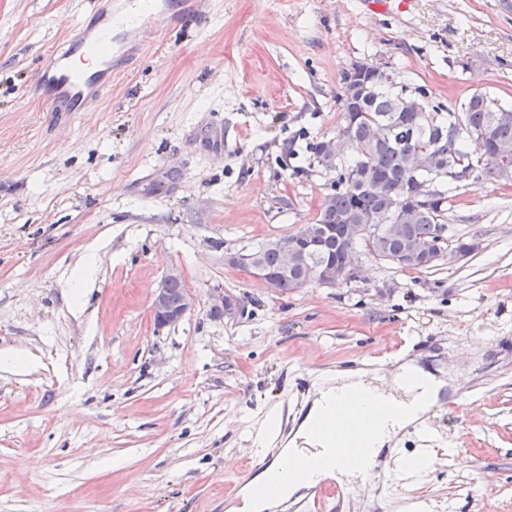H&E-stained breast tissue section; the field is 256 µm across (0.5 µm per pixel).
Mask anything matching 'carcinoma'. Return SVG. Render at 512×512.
I'll list each match as a JSON object with an SVG mask.
<instances>
[{
    "mask_svg": "<svg viewBox=\"0 0 512 512\" xmlns=\"http://www.w3.org/2000/svg\"><path fill=\"white\" fill-rule=\"evenodd\" d=\"M363 82L365 94H354L353 81L343 78L338 134L353 147L336 164V180L315 222L295 234L302 240V262L329 263L348 276L365 249L400 268L430 269L435 266L432 255L441 248L439 232L448 223V180L470 176L512 184V104L476 92L456 112L430 100L436 125L424 127L398 100L408 85L395 87L375 71L366 73ZM409 152L436 157L438 169L409 173ZM401 181L428 197L407 223L394 219L387 199L389 189ZM352 224H370L373 230L353 238L348 232ZM283 240L270 238L247 250L252 263L246 269L257 265L279 274L278 291L287 292L298 288L305 268L279 273Z\"/></svg>",
    "mask_w": 512,
    "mask_h": 512,
    "instance_id": "cac0c4a2",
    "label": "carcinoma"
}]
</instances>
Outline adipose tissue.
<instances>
[{
    "mask_svg": "<svg viewBox=\"0 0 512 512\" xmlns=\"http://www.w3.org/2000/svg\"><path fill=\"white\" fill-rule=\"evenodd\" d=\"M396 391H385L369 372H322L312 380L313 400L296 433L275 461L252 480L245 496L251 512H269L282 498L322 478L342 479L358 475L362 459L351 450L347 437L354 425L370 420L375 429L366 446L377 456L396 444L398 425L390 421L388 410L396 404H410L409 420L426 415L444 393L445 382L433 371L408 362L396 373ZM303 446L337 448L345 453L344 469L320 470L305 465L297 450Z\"/></svg>",
    "mask_w": 512,
    "mask_h": 512,
    "instance_id": "adipose-tissue-1",
    "label": "adipose tissue"
}]
</instances>
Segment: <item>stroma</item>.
Wrapping results in <instances>:
<instances>
[{
	"instance_id": "obj_1",
	"label": "stroma",
	"mask_w": 512,
	"mask_h": 512,
	"mask_svg": "<svg viewBox=\"0 0 512 512\" xmlns=\"http://www.w3.org/2000/svg\"><path fill=\"white\" fill-rule=\"evenodd\" d=\"M95 2L0 0V354L28 359L0 370V512H226L249 434L274 412L289 432L313 372H392L400 349L455 390L432 465L386 477L392 512H512V185L460 182L427 270L365 252L351 279L279 293L226 261L315 221L336 174L309 145L340 128L353 62L450 108L512 103V0H197L125 31L140 52L110 94L60 112L35 70ZM174 267L199 304L160 328ZM215 288L244 314L211 320ZM97 271L96 258L89 255L77 270L71 282V296L74 303H81L86 284L94 278Z\"/></svg>"
}]
</instances>
